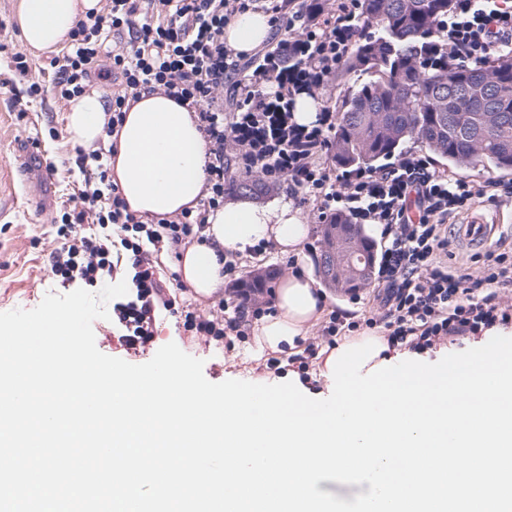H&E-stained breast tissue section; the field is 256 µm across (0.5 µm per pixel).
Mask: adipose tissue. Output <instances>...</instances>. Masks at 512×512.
Instances as JSON below:
<instances>
[{
	"mask_svg": "<svg viewBox=\"0 0 512 512\" xmlns=\"http://www.w3.org/2000/svg\"><path fill=\"white\" fill-rule=\"evenodd\" d=\"M98 0H19L18 19L29 49L51 51L68 37L86 11ZM272 24L268 15L247 10L236 14L224 29V43L245 55L263 45ZM105 102L95 92L70 100L66 129L74 143L90 145L104 137ZM131 212L167 216L196 207L205 173V142L189 110L172 97L150 94L129 110L119 134L118 151L108 160ZM310 233L306 218L287 201L259 204L244 198L211 212L205 242L188 247L177 270L196 295L211 297L224 284L221 270L228 253H246L260 241L284 253H301ZM325 295L302 272L285 277L274 294L276 314L253 326L258 352H279L308 336L322 312Z\"/></svg>",
	"mask_w": 512,
	"mask_h": 512,
	"instance_id": "1",
	"label": "adipose tissue"
}]
</instances>
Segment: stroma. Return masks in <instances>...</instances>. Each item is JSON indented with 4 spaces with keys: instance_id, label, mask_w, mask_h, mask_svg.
<instances>
[{
    "instance_id": "35a3bbf8",
    "label": "stroma",
    "mask_w": 512,
    "mask_h": 512,
    "mask_svg": "<svg viewBox=\"0 0 512 512\" xmlns=\"http://www.w3.org/2000/svg\"><path fill=\"white\" fill-rule=\"evenodd\" d=\"M17 7L18 0H0V77L14 81L10 87L0 84V312L30 310L46 293H59L49 274V253L56 245L52 220L73 194L78 180L70 171L76 145L64 133L66 104L48 95L31 100L23 113L13 105L15 96L23 94L28 76H39L46 86L54 78L45 68L48 53L25 50ZM21 51L29 63L25 77L17 75L13 63L14 54ZM49 125L61 129L63 136L58 140L41 138L44 161L55 168L52 181L44 183L38 168L16 161L14 146ZM307 222L311 231L301 255L284 254L271 247L259 255H244L238 259V276L263 274L272 289L293 271L316 276L324 226L312 215ZM186 352L203 360V374L213 383L223 381L228 374L257 383L270 374L266 359L258 358L250 337L234 341L229 348L221 344L206 349L190 346Z\"/></svg>"
}]
</instances>
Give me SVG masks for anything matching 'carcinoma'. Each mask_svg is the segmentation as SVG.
I'll return each instance as SVG.
<instances>
[{
	"instance_id": "1",
	"label": "carcinoma",
	"mask_w": 512,
	"mask_h": 512,
	"mask_svg": "<svg viewBox=\"0 0 512 512\" xmlns=\"http://www.w3.org/2000/svg\"><path fill=\"white\" fill-rule=\"evenodd\" d=\"M364 31L342 64V73L362 72L368 79L349 92L333 136L336 165L344 170L375 169L398 155L416 138L449 168L467 171L480 163L499 172L512 171V55L486 70L448 69L447 48L433 54L438 21L448 16L452 0H357ZM283 71L304 64L277 42L267 52ZM229 193L260 197L269 184L239 172L235 157L225 159ZM340 246L374 256V242L363 227L342 215Z\"/></svg>"
}]
</instances>
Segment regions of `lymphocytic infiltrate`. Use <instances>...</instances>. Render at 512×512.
<instances>
[{
  "mask_svg": "<svg viewBox=\"0 0 512 512\" xmlns=\"http://www.w3.org/2000/svg\"><path fill=\"white\" fill-rule=\"evenodd\" d=\"M264 6L273 22L295 31L301 54L319 60L289 80L272 66L239 85L243 112L224 109V81L237 74L241 58L224 43V27L236 13ZM286 0H103L69 33V50L51 58L53 93L60 102L81 95L96 80H112L106 134L119 133L141 95L160 93L194 108L206 142L205 196L197 208L141 220L129 212L105 167V141L77 151L83 180L61 210L57 246L49 256L54 281L64 288H94L120 279L128 292L112 304L111 327L120 345L153 343L158 319L180 315L189 343L208 347L269 314L263 289L234 278L235 260L224 263L228 288L207 310L180 308L174 288L162 278L158 255L180 254L201 239L210 212L224 205V159L237 145L243 169L288 176L301 203L319 222L346 215L354 224H377L386 245L375 274L376 316L344 322L332 311L315 337L295 355L300 382L321 346L360 328L383 333L389 348L423 354L441 345L461 347L512 327V249L487 252L478 266H449L450 218L475 203L512 196V187L475 182L436 171L427 155L411 149L370 171L340 172L331 154L336 114L318 113L314 124L294 121L287 106L256 94L258 82L279 90L323 89L350 53L360 32L347 0L318 14H286ZM448 47L449 68L488 67L512 51V0H454L447 21L436 26Z\"/></svg>",
  "mask_w": 512,
  "mask_h": 512,
  "instance_id": "f902f5d3",
  "label": "lymphocytic infiltrate"
}]
</instances>
